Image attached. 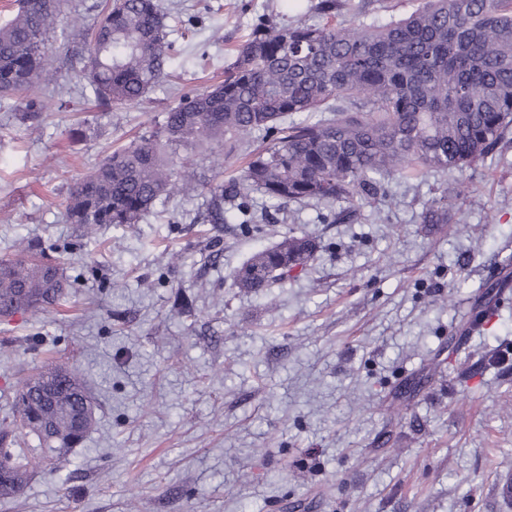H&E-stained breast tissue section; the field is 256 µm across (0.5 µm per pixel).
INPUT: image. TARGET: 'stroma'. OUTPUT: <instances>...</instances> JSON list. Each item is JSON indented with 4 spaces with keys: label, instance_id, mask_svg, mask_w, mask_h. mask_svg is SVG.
<instances>
[{
    "label": "stroma",
    "instance_id": "stroma-1",
    "mask_svg": "<svg viewBox=\"0 0 512 512\" xmlns=\"http://www.w3.org/2000/svg\"><path fill=\"white\" fill-rule=\"evenodd\" d=\"M202 16L172 35L169 78L120 115L81 95L79 64L49 109L0 111V258L17 242L72 254L60 310L0 320V409L37 365L27 339L80 366L95 424L72 466L37 472L0 512H512V129L449 179H402L353 219L333 205L250 200L255 223H211L198 189L88 238L71 186L149 133L182 90L222 80L254 14L293 0H162ZM448 188V221L422 214ZM318 250L256 294L235 271L289 232Z\"/></svg>",
    "mask_w": 512,
    "mask_h": 512
}]
</instances>
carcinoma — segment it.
<instances>
[{"instance_id":"carcinoma-1","label":"carcinoma","mask_w":512,"mask_h":512,"mask_svg":"<svg viewBox=\"0 0 512 512\" xmlns=\"http://www.w3.org/2000/svg\"><path fill=\"white\" fill-rule=\"evenodd\" d=\"M0 22V101L14 100L22 122L47 102L42 85L60 80L48 41L63 0H17ZM370 0L352 15L345 0H318L316 23L282 25L257 14L236 47L224 81L181 94L162 123L113 150L69 191L65 218L95 235L104 224H139L162 197L197 189L196 169L178 165L169 145L224 146V167L238 147L265 139L239 177L213 178L211 219L224 224L222 203L260 193L279 204L341 202L334 221L348 219L396 178L451 176L491 156L512 127V0H423L410 14L367 22ZM160 0H105L87 21L78 13L64 31L82 63L85 87L114 110L143 100L169 73L174 43ZM448 223V183L424 216ZM313 239L294 232L255 252L234 274L258 293L304 270ZM65 262L19 245L0 259V319L61 306ZM58 387L48 402L42 383ZM95 409L85 375L46 357L21 378L12 419L0 424V499L18 495L33 472L69 462L91 426L77 416Z\"/></svg>"}]
</instances>
